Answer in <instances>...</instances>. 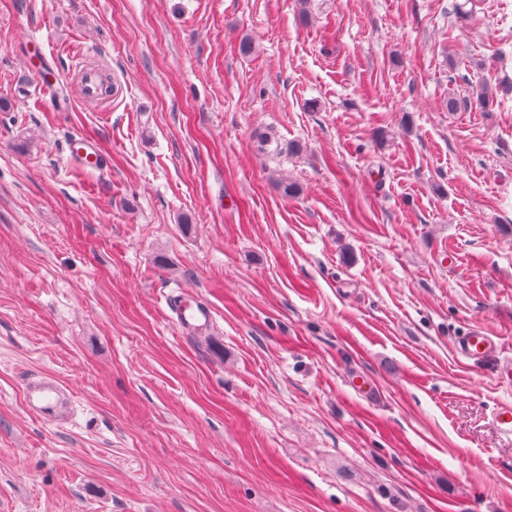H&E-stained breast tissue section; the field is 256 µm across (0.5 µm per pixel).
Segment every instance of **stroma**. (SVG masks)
Listing matches in <instances>:
<instances>
[{"instance_id": "35a3bbf8", "label": "stroma", "mask_w": 512, "mask_h": 512, "mask_svg": "<svg viewBox=\"0 0 512 512\" xmlns=\"http://www.w3.org/2000/svg\"><path fill=\"white\" fill-rule=\"evenodd\" d=\"M452 2L0 0V512H512V0ZM79 89L85 99H96L99 97L100 88V69L83 65L79 70ZM497 96V90L492 88L489 85L481 84L479 85V89L473 90L472 97L457 99L454 97H449L448 99V109L449 111H456L460 107L468 108L472 107L473 104L475 106L483 109L489 105L490 100L493 101V98ZM175 315V322L185 330H200L212 320L211 310L197 302H181L175 309ZM456 348L466 360H477L495 350L497 344L492 336H488L480 330H473L459 338ZM60 389L49 380L31 382L27 386L28 400L30 404L41 410L50 412L53 395L59 396Z\"/></svg>"}]
</instances>
